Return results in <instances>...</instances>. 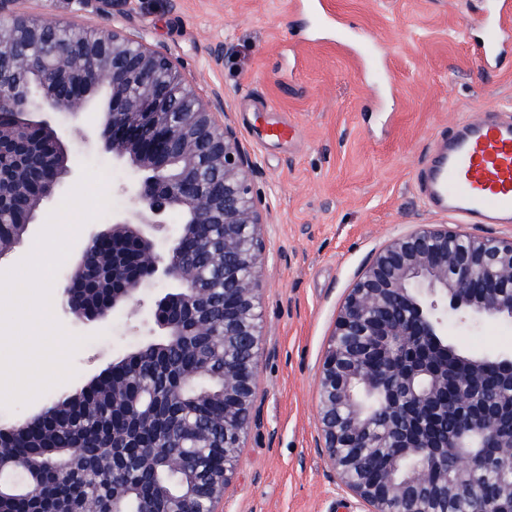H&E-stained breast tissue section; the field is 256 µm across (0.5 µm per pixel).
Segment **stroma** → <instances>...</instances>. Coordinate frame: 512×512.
Listing matches in <instances>:
<instances>
[{"instance_id":"35a3bbf8","label":"stroma","mask_w":512,"mask_h":512,"mask_svg":"<svg viewBox=\"0 0 512 512\" xmlns=\"http://www.w3.org/2000/svg\"><path fill=\"white\" fill-rule=\"evenodd\" d=\"M356 36L337 41L311 24L302 0H132L111 15L66 0H14L37 18L54 13L78 26L143 38L178 63L205 101L222 107L256 169L252 197L267 222L258 313L255 419L219 512H364L319 452L318 379L344 299L373 256L418 224H444L480 238H510L512 224H472L430 207L419 172L449 133L483 111L512 106V54L486 69L469 19L481 0H327ZM375 40L376 60L364 39ZM288 123L268 140V123ZM81 115L69 153L108 175L109 213L79 230L83 244L126 215L122 186L141 174L113 161ZM65 179L22 242L0 256L7 270L27 256L50 211L74 187ZM172 287L151 280L135 316L101 323L63 318L89 341L73 357L75 376L25 407L0 409V426L39 413L133 352L157 328L153 304ZM460 348L512 352V326L489 322L457 332Z\"/></svg>"}]
</instances>
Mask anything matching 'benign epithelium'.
<instances>
[{"label":"benign epithelium","instance_id":"benign-epithelium-1","mask_svg":"<svg viewBox=\"0 0 512 512\" xmlns=\"http://www.w3.org/2000/svg\"><path fill=\"white\" fill-rule=\"evenodd\" d=\"M0 0V145L14 143L25 163L12 173L10 206L0 200V224L35 223L42 205L65 178L80 174L65 145L67 129L34 112L77 118L102 106L99 138L116 161H130L144 176L127 189L131 212L112 225L115 238L130 235L140 245L132 262L112 261V309L136 306L146 279L174 281L172 293L194 336H212L219 318L224 346L216 370L224 379V420L216 429L197 419L177 424L159 447L173 475L194 467L197 442L218 448L224 464L206 484H189L177 498L159 483L150 493L169 501L166 512H216L232 484L242 442L252 419L261 326L258 275L263 216L251 196L255 174L235 129L215 119L186 82L176 62L143 40L120 31H94L52 16L31 18ZM39 52H30V45ZM177 112V121L170 113ZM177 212L185 224H220V245L188 252L183 238L168 235L165 216ZM105 233L92 232L63 288V312L84 324L110 312L77 309L76 292L88 281L87 257ZM224 274V298L203 307L197 275L201 264ZM170 302L155 301L154 318L172 346L186 335L184 320L166 317ZM458 324L495 320L512 323V238L479 239L421 224L379 250L361 272L340 310L320 376V452L365 512H431L440 499L466 501L472 512H512V429L499 423V409L512 402V357L491 355L506 387H482L487 360L469 361V383L454 386L448 365L435 359ZM112 468L129 449L140 448L144 466L153 453L140 447L128 424L161 417L154 387L112 381ZM500 449L495 498L479 490L489 467L470 451ZM386 468L377 473L381 450Z\"/></svg>","mask_w":512,"mask_h":512}]
</instances>
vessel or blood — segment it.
Masks as SVG:
<instances>
[{"label": "vessel or blood", "mask_w": 512, "mask_h": 512, "mask_svg": "<svg viewBox=\"0 0 512 512\" xmlns=\"http://www.w3.org/2000/svg\"><path fill=\"white\" fill-rule=\"evenodd\" d=\"M512 0H489L476 19L481 31L478 53L485 64L512 52ZM423 190L438 209L473 224L512 223V119H476L448 139L441 156L423 174Z\"/></svg>", "instance_id": "1"}]
</instances>
